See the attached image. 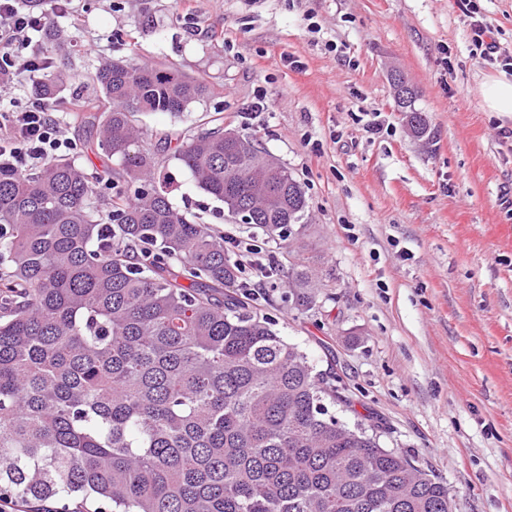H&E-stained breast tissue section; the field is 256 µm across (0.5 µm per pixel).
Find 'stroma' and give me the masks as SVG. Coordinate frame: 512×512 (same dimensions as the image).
<instances>
[{
    "label": "stroma",
    "instance_id": "obj_1",
    "mask_svg": "<svg viewBox=\"0 0 512 512\" xmlns=\"http://www.w3.org/2000/svg\"><path fill=\"white\" fill-rule=\"evenodd\" d=\"M68 53L56 102L87 171L106 158L69 112L100 61L176 65L212 92L183 115H142L173 206L214 232L261 246L275 266L262 313L319 369L337 368L383 422L384 447L445 481L454 512H512V120L485 111L494 74L455 0H74L49 9ZM318 32H311V25ZM298 60L300 69L290 66ZM416 92L430 133L414 138L392 73ZM220 115L301 185L307 224L282 249L239 223L175 159L188 128ZM380 118V134L366 126ZM317 274L299 309L289 267Z\"/></svg>",
    "mask_w": 512,
    "mask_h": 512
}]
</instances>
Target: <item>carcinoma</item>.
I'll return each instance as SVG.
<instances>
[{
    "label": "carcinoma",
    "mask_w": 512,
    "mask_h": 512,
    "mask_svg": "<svg viewBox=\"0 0 512 512\" xmlns=\"http://www.w3.org/2000/svg\"><path fill=\"white\" fill-rule=\"evenodd\" d=\"M37 51L60 52L44 32ZM107 159L0 165V502L21 512H453L448 485L381 446L353 407L239 288L224 236L172 206L138 116L209 93L174 67L106 62L89 75ZM49 72L34 89L53 99ZM188 133L176 158L228 211L287 239L308 203L253 137ZM112 187L105 206L101 183ZM315 273L291 274L307 308Z\"/></svg>",
    "instance_id": "carcinoma-1"
}]
</instances>
